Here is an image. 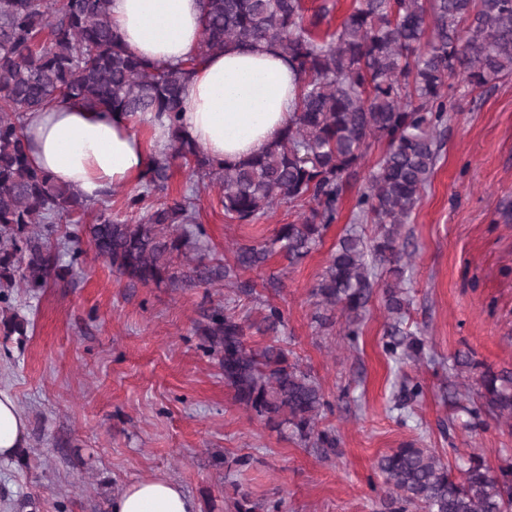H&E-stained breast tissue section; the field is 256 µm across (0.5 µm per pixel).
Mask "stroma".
<instances>
[{
	"mask_svg": "<svg viewBox=\"0 0 512 512\" xmlns=\"http://www.w3.org/2000/svg\"><path fill=\"white\" fill-rule=\"evenodd\" d=\"M440 157L403 228L417 251L404 274L412 303L405 330L426 339V357L403 364L383 351L387 313L375 292L349 351L341 318L317 330L311 290L351 224L345 198L336 224L298 264L273 253L241 273L279 306L278 332L249 329L247 344L288 345L323 387L339 447L322 459L287 430L251 416L224 381L194 325L232 299L225 288L131 286L92 250L39 290L12 293L26 318L23 336L0 335V389L28 419V442L0 462V512H107L126 484L163 476L180 483L200 512H231L237 491L262 512H383L380 456L406 443L436 451L448 465L475 451L491 468L512 460V426L494 416L467 427L448 401L457 351L512 370V76L492 87H457ZM200 222L211 253L232 260L236 245L270 238L302 209L281 205L237 224L218 188L203 190ZM423 393L399 408L405 383Z\"/></svg>",
	"mask_w": 512,
	"mask_h": 512,
	"instance_id": "stroma-1",
	"label": "stroma"
}]
</instances>
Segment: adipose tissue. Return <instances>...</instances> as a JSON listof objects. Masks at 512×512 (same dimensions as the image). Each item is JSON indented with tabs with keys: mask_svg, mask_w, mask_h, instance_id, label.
<instances>
[{
	"mask_svg": "<svg viewBox=\"0 0 512 512\" xmlns=\"http://www.w3.org/2000/svg\"><path fill=\"white\" fill-rule=\"evenodd\" d=\"M202 0H110L114 30L141 58L178 63L201 43ZM298 77L276 47L229 50L208 57L182 100L181 133L213 157L257 153L287 127ZM25 133L34 165L90 198L115 185L138 184L154 157L167 151L166 117L152 112H99L79 102L29 113ZM28 439V420L0 391V460L13 459ZM111 512H198L176 481L155 477L127 485Z\"/></svg>",
	"mask_w": 512,
	"mask_h": 512,
	"instance_id": "obj_1",
	"label": "adipose tissue"
}]
</instances>
